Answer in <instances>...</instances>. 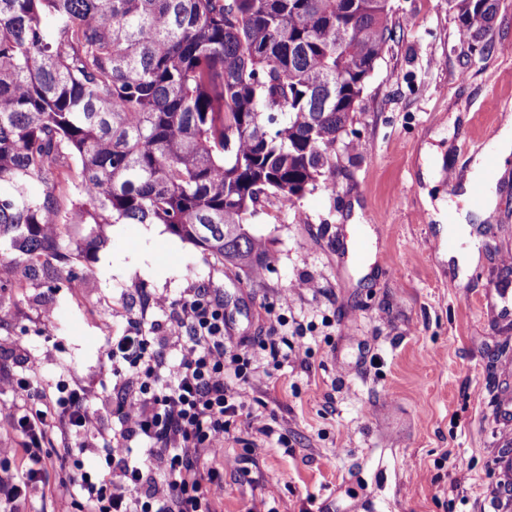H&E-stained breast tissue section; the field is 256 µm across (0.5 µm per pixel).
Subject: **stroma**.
Returning a JSON list of instances; mask_svg holds the SVG:
<instances>
[{
    "mask_svg": "<svg viewBox=\"0 0 512 512\" xmlns=\"http://www.w3.org/2000/svg\"><path fill=\"white\" fill-rule=\"evenodd\" d=\"M392 5L389 50L349 125L364 149L337 147L335 192L260 206L252 228L275 261L259 279L235 276L161 224L100 225L106 243L94 251L89 225H66L79 274L68 288L44 275L14 288L13 267L0 266V365L25 377L35 354L49 383L93 391L114 430L117 394L139 380L123 361L106 372L105 347L140 334L171 355L155 299L179 302L202 285L223 296L227 344L259 375L235 381L242 407L220 454L205 457L224 470L215 512H488L490 494L512 480L501 461L512 449L501 413L512 401V316L502 312L512 275L501 262L512 254V157L494 220H469L476 263L449 258L435 220L463 208L470 165L503 126L484 100L512 107V0H499L478 43L461 37L448 0ZM357 232L360 256L346 251ZM303 279L317 290H297ZM273 314L299 356L261 350Z\"/></svg>",
    "mask_w": 512,
    "mask_h": 512,
    "instance_id": "35a3bbf8",
    "label": "stroma"
}]
</instances>
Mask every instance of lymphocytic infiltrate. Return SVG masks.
I'll list each match as a JSON object with an SVG mask.
<instances>
[{
	"mask_svg": "<svg viewBox=\"0 0 512 512\" xmlns=\"http://www.w3.org/2000/svg\"><path fill=\"white\" fill-rule=\"evenodd\" d=\"M157 306L167 311L166 333L178 343L167 387H154L159 361L146 338L129 336L106 354L111 364L132 356L143 366L138 389L124 393L120 430L103 432L88 390L44 388L46 412L17 411V444L0 448V502L19 504L45 491L53 432L82 428L101 437L93 453L104 465L70 477L79 512H213L224 479L219 470L203 468L201 459L224 441V419L240 407L233 382L244 376L247 363L226 345L223 296L202 287L176 306L164 300ZM135 440L146 444L144 457L131 458Z\"/></svg>",
	"mask_w": 512,
	"mask_h": 512,
	"instance_id": "obj_1",
	"label": "lymphocytic infiltrate"
}]
</instances>
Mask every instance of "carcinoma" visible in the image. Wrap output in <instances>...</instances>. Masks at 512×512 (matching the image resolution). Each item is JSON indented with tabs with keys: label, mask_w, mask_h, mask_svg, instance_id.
Masks as SVG:
<instances>
[{
	"label": "carcinoma",
	"mask_w": 512,
	"mask_h": 512,
	"mask_svg": "<svg viewBox=\"0 0 512 512\" xmlns=\"http://www.w3.org/2000/svg\"><path fill=\"white\" fill-rule=\"evenodd\" d=\"M471 42L499 0H448ZM390 0H0V240L58 273L64 224H163L258 278L262 199L336 188ZM75 179L81 200L61 213Z\"/></svg>",
	"instance_id": "obj_1"
}]
</instances>
